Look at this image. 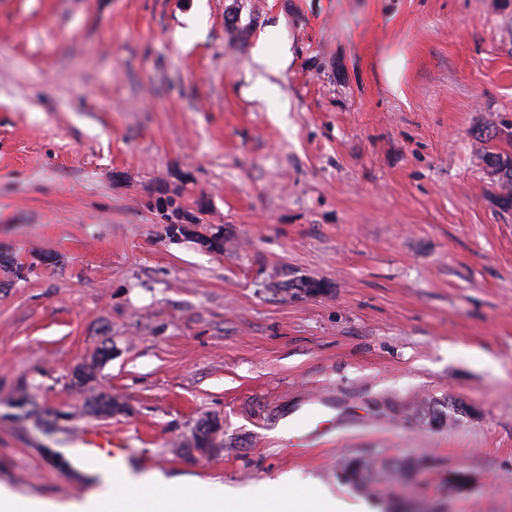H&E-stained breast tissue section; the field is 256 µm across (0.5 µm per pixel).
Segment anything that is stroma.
I'll return each mask as SVG.
<instances>
[{
  "label": "stroma",
  "mask_w": 512,
  "mask_h": 512,
  "mask_svg": "<svg viewBox=\"0 0 512 512\" xmlns=\"http://www.w3.org/2000/svg\"><path fill=\"white\" fill-rule=\"evenodd\" d=\"M502 125L512 0H0V249L25 266L0 267V489L85 498L93 427L187 482L512 512V211L473 135ZM80 365L124 412L89 413ZM452 400L450 426L415 412ZM205 419L214 451L179 453Z\"/></svg>",
  "instance_id": "35a3bbf8"
}]
</instances>
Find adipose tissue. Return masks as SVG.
Wrapping results in <instances>:
<instances>
[{"instance_id": "ef3b65f1", "label": "adipose tissue", "mask_w": 512, "mask_h": 512, "mask_svg": "<svg viewBox=\"0 0 512 512\" xmlns=\"http://www.w3.org/2000/svg\"><path fill=\"white\" fill-rule=\"evenodd\" d=\"M89 473L96 489L66 512H325L328 499L288 474L255 492L203 481L186 485L159 472L140 480L94 467Z\"/></svg>"}]
</instances>
